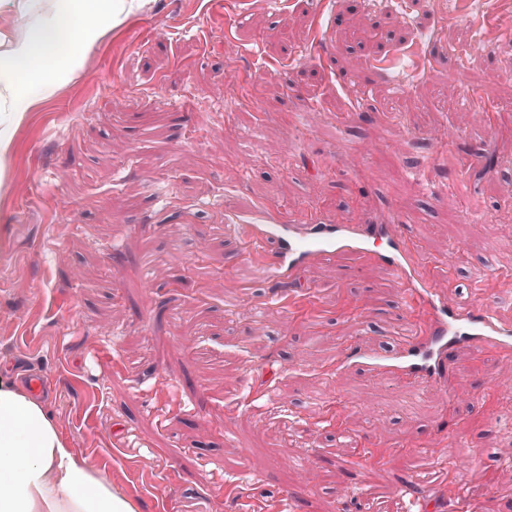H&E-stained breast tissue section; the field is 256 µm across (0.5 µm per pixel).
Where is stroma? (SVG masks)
<instances>
[{"mask_svg": "<svg viewBox=\"0 0 512 512\" xmlns=\"http://www.w3.org/2000/svg\"><path fill=\"white\" fill-rule=\"evenodd\" d=\"M509 14L126 0L50 96L0 112V377L40 376L72 453L135 512H355L360 497L512 512V352L460 350L449 389L412 392L385 364L434 313L403 310L386 267L314 264L280 297L228 231L265 207L356 224L387 202L431 259L453 257L448 300L487 263L477 307L512 299V181L485 173L484 220L463 224L457 169L512 157V127L479 120L512 106V36L493 24ZM354 79L371 104L355 121ZM479 470L491 491L460 488Z\"/></svg>", "mask_w": 512, "mask_h": 512, "instance_id": "obj_1", "label": "stroma"}]
</instances>
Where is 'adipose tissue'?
<instances>
[{"mask_svg": "<svg viewBox=\"0 0 512 512\" xmlns=\"http://www.w3.org/2000/svg\"><path fill=\"white\" fill-rule=\"evenodd\" d=\"M39 17L0 52V112L23 113L47 97L124 0H23ZM0 512H135L88 461L74 456L43 404L0 380Z\"/></svg>", "mask_w": 512, "mask_h": 512, "instance_id": "ef3b65f1", "label": "adipose tissue"}]
</instances>
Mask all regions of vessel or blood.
Returning <instances> with one entry per match:
<instances>
[{"label":"vessel or blood","instance_id":"obj_1","mask_svg":"<svg viewBox=\"0 0 512 512\" xmlns=\"http://www.w3.org/2000/svg\"><path fill=\"white\" fill-rule=\"evenodd\" d=\"M396 221L388 209L361 223L337 226L315 213L300 224H284L268 214L261 225L234 224L230 231L242 240H259L270 252L265 271L277 277L292 279L309 264L374 252L405 282L412 297L428 302L436 312L427 327L408 329L398 337L396 378L414 390L446 386L453 378L448 359L460 348L490 356L512 347V317L492 309L476 310L467 301L447 304L434 286L437 268L427 261L423 246L407 231L388 235V227Z\"/></svg>","mask_w":512,"mask_h":512}]
</instances>
